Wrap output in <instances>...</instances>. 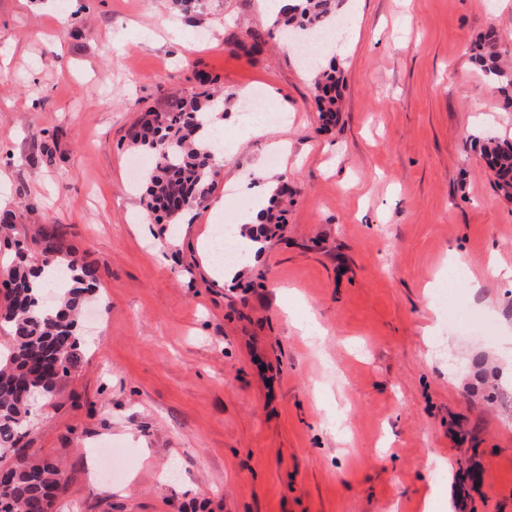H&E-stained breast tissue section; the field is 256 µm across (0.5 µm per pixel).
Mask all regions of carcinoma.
Segmentation results:
<instances>
[{
    "label": "carcinoma",
    "mask_w": 512,
    "mask_h": 512,
    "mask_svg": "<svg viewBox=\"0 0 512 512\" xmlns=\"http://www.w3.org/2000/svg\"><path fill=\"white\" fill-rule=\"evenodd\" d=\"M336 10V0H293L276 14L270 30L301 39L312 30L332 27ZM474 61L502 94L512 96V67L504 64L495 32L475 46ZM313 91L322 124L336 123L341 112L336 75L319 70ZM224 112V91L207 90L174 99L165 111L130 129L129 145L155 158V166L142 175L149 223L157 224L163 216L166 223L177 224L203 204L212 184L215 149L199 130L206 117L222 119ZM480 153L494 171L497 190L512 197V142L487 137ZM45 239L41 264L56 262L61 253L66 256L65 267L55 268L64 282L55 304H43L44 288L34 282L38 272L23 259L9 269L10 287L0 301V324L11 339L7 356L0 358V459L11 453L7 466L12 469L11 484L0 493V512H52L62 489L58 465L29 456L17 444L31 403L51 396L58 378L77 365L78 316L99 281L95 267L63 252L61 233L54 230Z\"/></svg>",
    "instance_id": "obj_1"
}]
</instances>
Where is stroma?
<instances>
[{"instance_id": "35a3bbf8", "label": "stroma", "mask_w": 512, "mask_h": 512, "mask_svg": "<svg viewBox=\"0 0 512 512\" xmlns=\"http://www.w3.org/2000/svg\"><path fill=\"white\" fill-rule=\"evenodd\" d=\"M342 10L325 127L259 0H0V266L56 228L99 275L81 361L19 442L64 468L53 512H428L436 487L512 512V280L482 276L512 267V198L477 144L512 140V99L471 59L491 29L512 51V0ZM206 79L230 96L211 190L145 238L125 134ZM256 89L279 114L262 135ZM261 172L287 183V222L220 284L199 242L229 200L254 215ZM455 252L482 277L456 283L465 326L436 302Z\"/></svg>"}]
</instances>
